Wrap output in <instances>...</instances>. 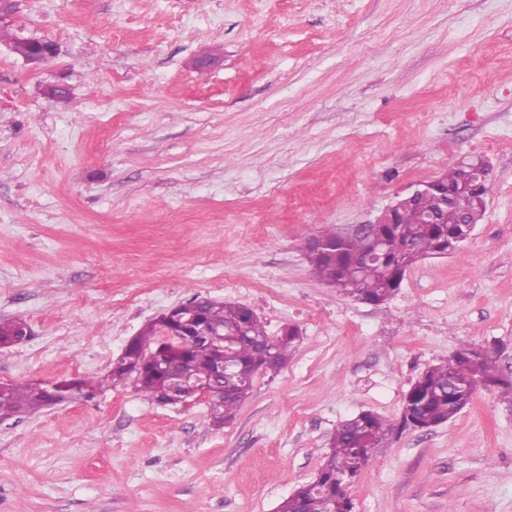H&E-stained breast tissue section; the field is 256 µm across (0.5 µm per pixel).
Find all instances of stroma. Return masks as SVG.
<instances>
[{
	"instance_id": "1",
	"label": "stroma",
	"mask_w": 512,
	"mask_h": 512,
	"mask_svg": "<svg viewBox=\"0 0 512 512\" xmlns=\"http://www.w3.org/2000/svg\"><path fill=\"white\" fill-rule=\"evenodd\" d=\"M0 43V384L107 379L193 295L246 305L288 364L224 428L131 382L0 417V512H275L343 420L389 443L353 512H512V404L401 427L416 376L502 343L512 371V0H13ZM68 87L64 99L50 86ZM489 166L460 253L388 303L319 282L308 239L374 221L462 158Z\"/></svg>"
}]
</instances>
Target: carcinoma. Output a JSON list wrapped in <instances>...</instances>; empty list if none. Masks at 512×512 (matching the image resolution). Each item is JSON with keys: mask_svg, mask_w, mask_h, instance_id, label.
<instances>
[{"mask_svg": "<svg viewBox=\"0 0 512 512\" xmlns=\"http://www.w3.org/2000/svg\"><path fill=\"white\" fill-rule=\"evenodd\" d=\"M476 164L459 163L441 175L438 189L426 193L417 204L403 207L395 224H373L367 238L330 232L336 250H307L312 273L321 282L358 300L379 305L400 287L405 273L431 255L452 254L460 247L465 232L463 219L476 225L485 207L476 206L465 191L475 175ZM455 192L449 200L445 192ZM432 213L435 224L421 223V215ZM380 245L379 256L363 259L370 241ZM193 305L208 323L224 330L241 329L229 337L227 348L192 340L184 350L158 345V324H149L125 351L123 365L112 368L111 381L133 380L135 388L155 401H169L168 382L160 367L147 359L156 352L164 359L178 361L189 375L222 360L232 374L224 380V396L209 402L211 424L222 427L231 421L247 397L255 373L276 372L296 349L297 332L281 331L271 336L264 323L249 307L195 295L184 302ZM21 320L0 321V346L13 344L21 331ZM266 356L257 357V347ZM501 349L473 351L461 347L448 361L423 371L407 390L403 402L402 425L430 430L462 411L472 400L471 381L488 379L497 393L512 403V376L496 365ZM55 404L51 390L39 382L7 384L0 393V415L36 412ZM392 428L375 413L361 412L336 427L328 452L315 478L301 485L280 503L276 512H352L350 484L370 465L374 449L383 445Z\"/></svg>", "mask_w": 512, "mask_h": 512, "instance_id": "carcinoma-1", "label": "carcinoma"}]
</instances>
